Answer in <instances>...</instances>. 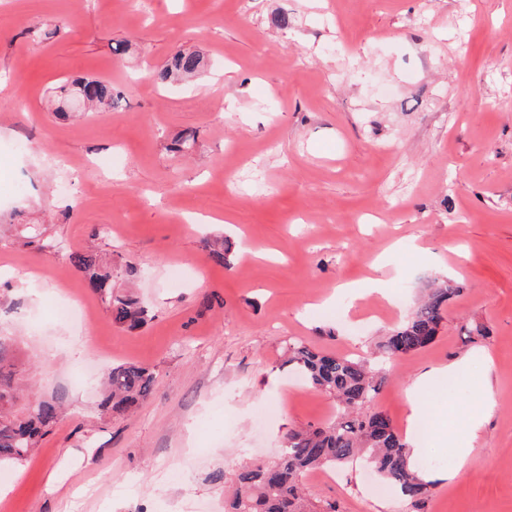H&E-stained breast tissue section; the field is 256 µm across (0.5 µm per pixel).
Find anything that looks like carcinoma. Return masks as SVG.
Instances as JSON below:
<instances>
[{"label":"carcinoma","mask_w":512,"mask_h":512,"mask_svg":"<svg viewBox=\"0 0 512 512\" xmlns=\"http://www.w3.org/2000/svg\"><path fill=\"white\" fill-rule=\"evenodd\" d=\"M204 66L199 52L179 51L165 65L153 69L150 77L167 85L195 76ZM60 93L54 112L63 119L71 114L66 103L73 98L81 100L90 113L115 108L123 99L104 79L77 77L61 86ZM71 260L91 290L105 301L115 325L129 331L144 325L147 310L131 296L114 291L112 266L92 249L71 256ZM458 292L445 280H433L411 316L379 345L381 355H406L431 344L445 307ZM287 350V363L313 389L336 398L340 415L328 425L288 431L274 462L253 461L235 471L225 512H339L334 502L310 500L302 479L310 471L346 463L363 452L380 477L399 488L413 512H422L431 494L430 483L411 464L407 445L390 417L375 408L386 376L364 362L318 351L300 340H288ZM24 376L15 340L0 336V464L27 461L61 412L59 402L38 398L31 388L22 387L19 380ZM156 384L155 373L144 367L114 366L104 381L101 407L112 415L124 414L145 401Z\"/></svg>","instance_id":"1"}]
</instances>
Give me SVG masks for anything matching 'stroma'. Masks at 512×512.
<instances>
[{"mask_svg": "<svg viewBox=\"0 0 512 512\" xmlns=\"http://www.w3.org/2000/svg\"><path fill=\"white\" fill-rule=\"evenodd\" d=\"M181 49L204 70L155 84ZM76 76L112 81L120 107L56 118L54 90ZM186 132L195 150L169 152ZM23 224L55 250L23 244ZM96 224L111 234L90 240ZM221 239L228 268L208 256ZM90 245L147 309L136 332L70 263ZM446 276L459 293L435 340L383 361L377 407L404 430L419 375L489 352L449 405L424 406L425 512H512V0H0V336L65 408L30 460L0 467V512H224L214 473L336 416L288 366V340L371 357ZM376 278L386 298L344 288ZM67 303L83 317H54ZM475 324L488 334L467 340ZM119 363L158 376L128 416L100 407ZM474 413L458 470L436 423ZM332 473L308 493L412 512L376 494L364 460Z\"/></svg>", "mask_w": 512, "mask_h": 512, "instance_id": "obj_1", "label": "stroma"}]
</instances>
